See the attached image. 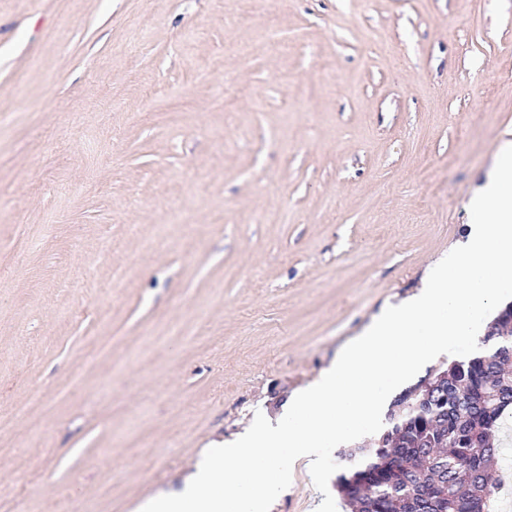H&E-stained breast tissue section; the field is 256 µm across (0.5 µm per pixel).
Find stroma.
<instances>
[{"mask_svg":"<svg viewBox=\"0 0 512 512\" xmlns=\"http://www.w3.org/2000/svg\"><path fill=\"white\" fill-rule=\"evenodd\" d=\"M508 129L512 0H0V413L50 404L0 512H138L284 415L466 242ZM323 499L301 463L271 512Z\"/></svg>","mask_w":512,"mask_h":512,"instance_id":"35a3bbf8","label":"stroma"}]
</instances>
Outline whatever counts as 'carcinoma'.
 Returning a JSON list of instances; mask_svg holds the SVG:
<instances>
[{"mask_svg":"<svg viewBox=\"0 0 512 512\" xmlns=\"http://www.w3.org/2000/svg\"><path fill=\"white\" fill-rule=\"evenodd\" d=\"M512 411V304L469 358L443 361L394 396L382 428L354 443L336 489L351 512H490Z\"/></svg>","mask_w":512,"mask_h":512,"instance_id":"carcinoma-1","label":"carcinoma"}]
</instances>
